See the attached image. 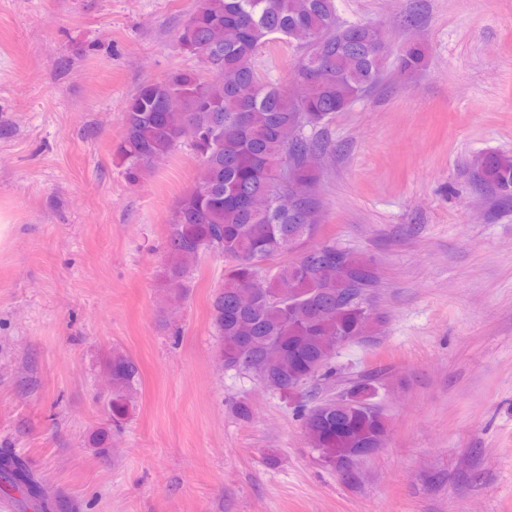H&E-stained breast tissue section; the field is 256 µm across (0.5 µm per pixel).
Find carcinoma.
Listing matches in <instances>:
<instances>
[{
    "label": "carcinoma",
    "mask_w": 512,
    "mask_h": 512,
    "mask_svg": "<svg viewBox=\"0 0 512 512\" xmlns=\"http://www.w3.org/2000/svg\"><path fill=\"white\" fill-rule=\"evenodd\" d=\"M284 39L304 47L287 87L263 81L255 67L264 46ZM178 40L197 65L130 96L115 153L135 183L149 172V158L192 143L205 183L181 197L169 220L165 281L179 301L203 256L223 259L224 281L210 308L222 342L219 366L291 397L330 377L341 343L372 336L380 324L370 303L379 284L373 260L313 242L320 174L310 155L328 145L307 141L301 130L345 111L377 83L385 40L370 26L340 23L335 0H195ZM204 49L206 62L199 59ZM425 63L419 43L399 58L409 73ZM472 165L481 184L512 199V154L483 153ZM280 169L288 170L283 182ZM259 278L267 280L265 294L251 287ZM104 369L112 379L104 402L119 424L133 406L139 366L114 350ZM295 409L321 456L343 459L385 441L386 420L373 401L354 407L329 399ZM0 478L24 498H45L11 460L0 464Z\"/></svg>",
    "instance_id": "1"
}]
</instances>
